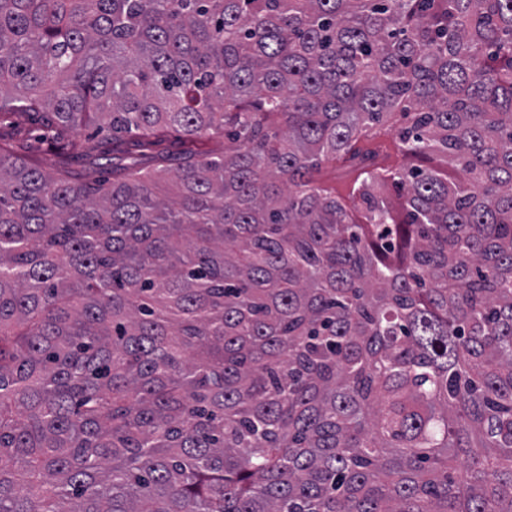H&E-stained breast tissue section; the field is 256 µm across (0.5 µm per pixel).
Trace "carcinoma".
Returning a JSON list of instances; mask_svg holds the SVG:
<instances>
[{"label":"carcinoma","instance_id":"carcinoma-1","mask_svg":"<svg viewBox=\"0 0 512 512\" xmlns=\"http://www.w3.org/2000/svg\"><path fill=\"white\" fill-rule=\"evenodd\" d=\"M34 116L224 143H0V512H512V0H0ZM407 120L398 114L389 122L373 130L372 146H376L381 155L382 166L389 170H399L410 165L409 159L401 150L398 131ZM36 128L33 122L22 119L13 126L1 128V137L13 146L18 157L35 162L53 174L68 175L90 184L108 185L112 182V163L119 166L131 162L129 158L119 156L112 159V153L103 152L112 143V132L105 131L95 136L98 148L89 156L60 157L49 150L47 143L31 136V129ZM217 139H210L207 136H201L192 142H183L176 134H170L163 138L161 144L153 151L147 152L144 155L136 153L133 159L136 160V165L143 171L156 173L160 178V185L163 187L167 179L172 175V170L168 167L169 163L163 162L159 154H172L177 155L183 150H192L197 154H207L211 149L217 146ZM315 178L320 186L337 198L346 200L352 198L356 173L343 168L337 161L323 160L315 173Z\"/></svg>","mask_w":512,"mask_h":512}]
</instances>
